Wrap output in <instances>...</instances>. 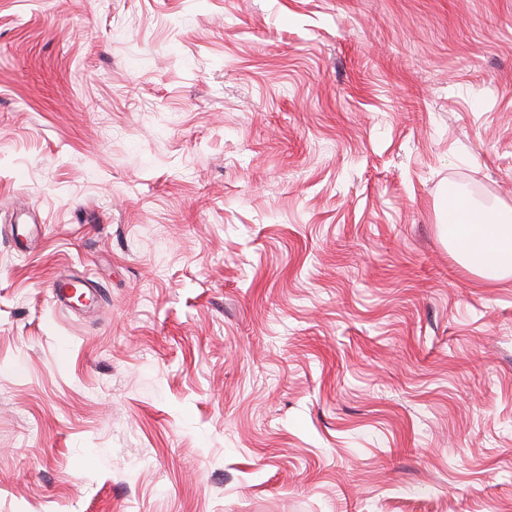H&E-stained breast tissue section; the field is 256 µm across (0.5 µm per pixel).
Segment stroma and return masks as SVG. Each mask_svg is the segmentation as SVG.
<instances>
[{
    "label": "stroma",
    "mask_w": 512,
    "mask_h": 512,
    "mask_svg": "<svg viewBox=\"0 0 512 512\" xmlns=\"http://www.w3.org/2000/svg\"><path fill=\"white\" fill-rule=\"evenodd\" d=\"M452 190L512 216V0H0V512H512Z\"/></svg>",
    "instance_id": "stroma-1"
}]
</instances>
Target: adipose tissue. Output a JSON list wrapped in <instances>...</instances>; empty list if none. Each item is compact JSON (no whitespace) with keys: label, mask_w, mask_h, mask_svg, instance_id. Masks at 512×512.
<instances>
[{"label":"adipose tissue","mask_w":512,"mask_h":512,"mask_svg":"<svg viewBox=\"0 0 512 512\" xmlns=\"http://www.w3.org/2000/svg\"><path fill=\"white\" fill-rule=\"evenodd\" d=\"M448 240L452 252L483 278H512V224L480 216L465 204L448 227Z\"/></svg>","instance_id":"1"}]
</instances>
